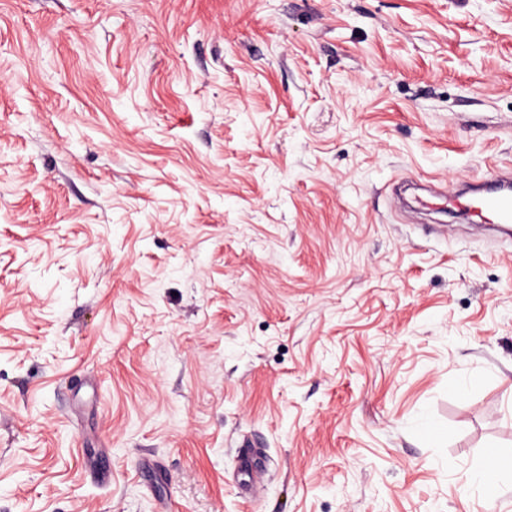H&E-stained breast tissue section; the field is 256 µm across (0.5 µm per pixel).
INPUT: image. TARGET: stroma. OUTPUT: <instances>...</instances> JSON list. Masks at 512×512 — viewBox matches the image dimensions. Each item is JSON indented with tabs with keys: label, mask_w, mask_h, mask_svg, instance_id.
<instances>
[{
	"label": "stroma",
	"mask_w": 512,
	"mask_h": 512,
	"mask_svg": "<svg viewBox=\"0 0 512 512\" xmlns=\"http://www.w3.org/2000/svg\"><path fill=\"white\" fill-rule=\"evenodd\" d=\"M505 167L512 0H0V512H485ZM445 203L462 209L474 223L506 229L512 224V173L498 174L472 192L463 191L448 196Z\"/></svg>",
	"instance_id": "35a3bbf8"
}]
</instances>
